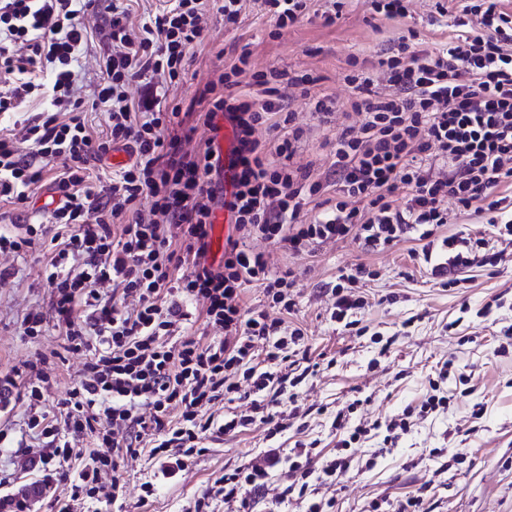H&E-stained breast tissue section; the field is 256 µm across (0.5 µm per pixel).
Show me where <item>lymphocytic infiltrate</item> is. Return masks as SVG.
<instances>
[{
  "label": "lymphocytic infiltrate",
  "mask_w": 512,
  "mask_h": 512,
  "mask_svg": "<svg viewBox=\"0 0 512 512\" xmlns=\"http://www.w3.org/2000/svg\"><path fill=\"white\" fill-rule=\"evenodd\" d=\"M99 2L0 0V112L40 105L22 128L29 152L0 136V203L28 208L44 188L58 196L48 223L1 232L0 253L18 255L54 235L58 245L43 276L55 325L71 351L87 355L57 412L34 411L26 422L41 443L42 466L59 476L77 473L61 512L98 498L107 473L108 500L117 502L121 457L147 454L172 475L200 453L207 432L260 423L271 442L303 418L282 396L316 367L294 319L298 276L279 267L275 253L310 255L348 238L367 253L417 241L429 275L448 288L461 273L497 264L503 246H512V0H436L429 24L448 33L438 48L425 47L412 30L380 52L375 69L350 58L347 106L360 120L337 135L322 174L293 162L303 130L294 124L292 100L307 99L324 125L336 112L335 99L316 92V77L252 70L244 53L204 82L193 106L168 99L204 43L208 10L234 30L244 0H164L135 29L128 6L113 0L104 32L84 22L98 15ZM260 7L283 29L313 15L333 25L344 4L260 0ZM93 45L99 80L88 101L80 60ZM90 106L108 114L104 137L86 126ZM221 115L237 133L227 197L215 181L211 143H192L198 127H214ZM115 147L130 160L108 189L93 192L89 163ZM221 204L234 224L215 264L208 260L210 218ZM309 206L316 214L306 221ZM455 209L487 216L492 237L443 234ZM374 277L363 264L338 276L331 321L365 334ZM103 283L111 296L100 293ZM253 286L265 299L256 307L244 300ZM193 313L214 337L186 336ZM447 378L440 370L417 408L384 421L352 423V403L336 412L332 426L343 437L331 460L317 462L314 443L296 442L288 489L304 512L333 507L320 492L350 468L352 445L374 431L395 445L413 416L447 413ZM240 400L248 401L246 411L215 415L217 402ZM86 437L93 446L80 449ZM281 462L280 449L269 445L257 461L217 478L193 512H207L217 497L224 512H249Z\"/></svg>",
  "instance_id": "obj_1"
}]
</instances>
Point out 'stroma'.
<instances>
[{"mask_svg": "<svg viewBox=\"0 0 512 512\" xmlns=\"http://www.w3.org/2000/svg\"><path fill=\"white\" fill-rule=\"evenodd\" d=\"M432 0H413L409 17L388 20L373 14L368 0H347L336 25L322 26L319 19L284 30L271 37V25L254 4H247L238 31L228 32L219 14H211L205 46L186 65V76L175 90L177 103L189 106L198 82L214 76L224 62L249 51L256 68H277L289 73L319 76V91L346 99L349 89L343 75L350 56L374 60L376 53L409 28L418 30L429 44L440 33L427 25ZM297 122L304 130L295 160L328 166L331 141L343 121L318 124L304 104H296ZM414 241L401 242L374 254L361 251L346 239L323 246L316 256L279 254L280 263L300 273L297 318L307 329L313 359L333 356L335 367L308 377L297 389L299 401L309 411L304 431L288 430L278 437L281 448L297 440H317L324 459L336 454L339 433L332 431L326 410H338L349 400L365 399L364 415L370 419L401 413L424 398L429 381L441 363L454 360L459 376L449 377L454 400L447 414L414 418L409 433L396 446L373 457L376 439L353 448L350 469L335 487L334 512H367L373 500L394 503L418 494L431 512H512V347L500 351V329L512 326V257L495 267L476 268L453 288H441L417 262ZM51 253L49 239H41L28 252L0 256V266L11 267L15 277L0 283V375L36 360L53 358L54 369L40 404L54 413L78 378L85 354L67 350L63 336L47 327L43 336L23 334V317L32 310L50 313L49 291L42 281L43 265ZM365 264L376 277L368 285L369 302L363 324L365 336L345 332L329 319L331 300L324 290L343 271ZM411 329H403L405 320ZM391 340L388 353L372 343V335ZM483 403L481 419L470 416L474 403ZM29 402L12 393L0 404V424L8 427L7 451H0V502L16 500L23 486L43 480L32 464L38 450L26 433ZM264 427L254 424L238 434H212L203 451L191 458L175 477L163 476L159 463L141 454L125 459L120 471L126 481V512H187L195 498L209 488L224 470L257 456L266 446ZM464 449L460 461L449 451ZM156 486L153 498L140 502V485Z\"/></svg>", "mask_w": 512, "mask_h": 512, "instance_id": "35a3bbf8", "label": "stroma"}]
</instances>
